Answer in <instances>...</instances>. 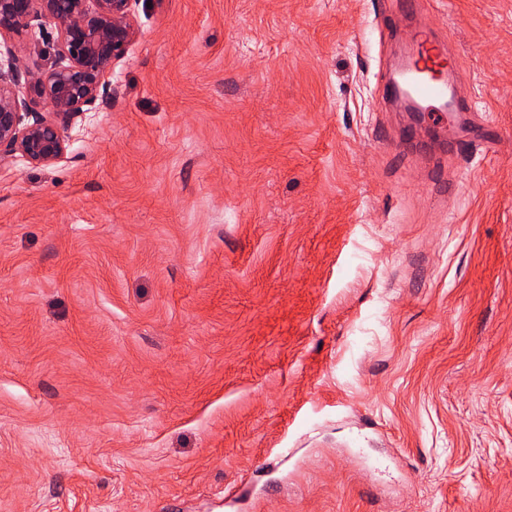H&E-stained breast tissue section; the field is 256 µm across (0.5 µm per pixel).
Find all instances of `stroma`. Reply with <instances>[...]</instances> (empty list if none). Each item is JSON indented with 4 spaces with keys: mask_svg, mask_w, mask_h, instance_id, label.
I'll use <instances>...</instances> for the list:
<instances>
[{
    "mask_svg": "<svg viewBox=\"0 0 512 512\" xmlns=\"http://www.w3.org/2000/svg\"><path fill=\"white\" fill-rule=\"evenodd\" d=\"M378 0H138L0 168V512H512V0H426L485 112L381 111Z\"/></svg>",
    "mask_w": 512,
    "mask_h": 512,
    "instance_id": "obj_1",
    "label": "stroma"
}]
</instances>
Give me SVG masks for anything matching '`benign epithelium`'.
Returning <instances> with one entry per match:
<instances>
[{
	"instance_id": "obj_1",
	"label": "benign epithelium",
	"mask_w": 512,
	"mask_h": 512,
	"mask_svg": "<svg viewBox=\"0 0 512 512\" xmlns=\"http://www.w3.org/2000/svg\"><path fill=\"white\" fill-rule=\"evenodd\" d=\"M135 2L0 0V165L21 156L50 166L67 155L75 119L112 97L105 76L136 38ZM52 25V61L29 63L11 35Z\"/></svg>"
}]
</instances>
